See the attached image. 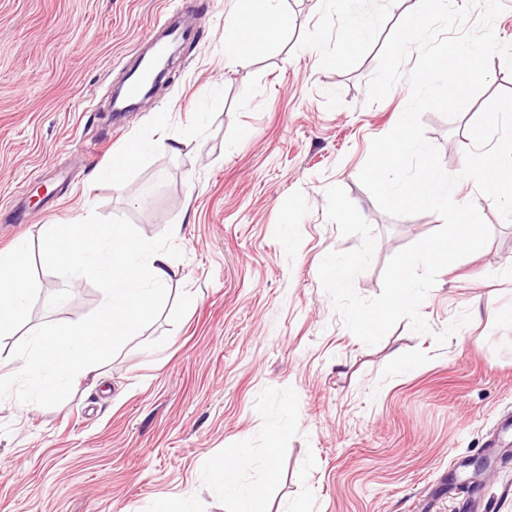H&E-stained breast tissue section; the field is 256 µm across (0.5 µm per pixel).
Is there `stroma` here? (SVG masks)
<instances>
[{
    "label": "stroma",
    "mask_w": 512,
    "mask_h": 512,
    "mask_svg": "<svg viewBox=\"0 0 512 512\" xmlns=\"http://www.w3.org/2000/svg\"><path fill=\"white\" fill-rule=\"evenodd\" d=\"M413 0H365L371 33L344 45L329 0H281L277 45L227 62L234 0H0V249L26 240L36 290L24 322L0 335L22 355L32 330L93 316L94 276L45 265L46 225L125 224L169 249L170 291L137 335L103 357L97 384L40 400L22 378L0 391V512H153L191 497L196 512H233L216 488L240 455L244 484L264 483L262 512H459L442 485L498 436L484 488L512 485V222L472 180L453 190L492 230L480 251L444 268L421 306L430 326L400 321L368 346L342 322L318 267L358 246L325 215L342 186L376 247L355 281L378 295L399 250L441 224L395 218L359 183L373 138L401 117L408 82L367 103L366 82ZM190 10L196 36L169 81L115 121L110 90L167 12ZM338 56V66L321 62ZM512 73L493 58L488 87L456 118L423 114L451 174L470 124ZM195 138L159 150L121 183L98 178L134 139ZM471 320L444 346L434 335ZM276 477L265 482L267 465Z\"/></svg>",
    "instance_id": "obj_1"
}]
</instances>
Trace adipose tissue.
<instances>
[{"label": "adipose tissue", "mask_w": 512, "mask_h": 512, "mask_svg": "<svg viewBox=\"0 0 512 512\" xmlns=\"http://www.w3.org/2000/svg\"><path fill=\"white\" fill-rule=\"evenodd\" d=\"M284 26L277 0H235L224 29L228 59L278 40ZM44 237L42 257L48 265L75 278L93 275L104 292L94 316L34 332L29 351L7 361L11 374L24 377L40 397L51 398L97 373L99 358L119 338L136 335L167 295L174 269L165 247L148 245L122 224H51ZM33 292L26 243L0 250V334L26 315ZM244 465L241 459L225 463L217 483L236 500L239 512H257L262 488L239 483Z\"/></svg>", "instance_id": "1"}]
</instances>
